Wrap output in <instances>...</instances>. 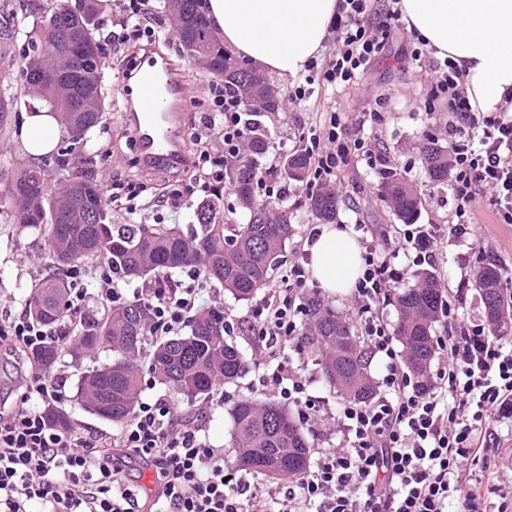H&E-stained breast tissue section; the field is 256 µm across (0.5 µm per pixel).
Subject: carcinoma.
Returning a JSON list of instances; mask_svg holds the SVG:
<instances>
[{
  "label": "carcinoma",
  "instance_id": "carcinoma-1",
  "mask_svg": "<svg viewBox=\"0 0 512 512\" xmlns=\"http://www.w3.org/2000/svg\"><path fill=\"white\" fill-rule=\"evenodd\" d=\"M183 24L173 25L181 52L189 39L196 51L205 52L207 63L200 68L224 81V92L241 102L249 119L248 154L229 165V181L246 222L225 221L215 199H203L194 210L196 223L183 229L180 224H114L112 209L104 200L95 170L77 183L71 173L83 171L72 153L61 150L53 166H34L11 173L7 196L18 206L0 202V219L45 237L55 273L38 279L25 298L31 318L53 327L61 319L70 293L69 273L75 267L105 262L112 275L122 281H148L161 274L200 264L206 279L217 282L235 301H248L268 284L282 265L286 246L296 234L293 211L279 213L258 200L254 187L261 171L259 159L268 152L271 139L261 117L281 108V94L270 102L274 85L258 66L228 51L211 31L201 0H181ZM102 0H51L37 17H32L26 0H17L8 14V25L0 27L6 40L26 31L28 52L22 59L24 85L21 94L54 108L62 136L74 144L87 143L88 134L101 125L105 108L73 112L60 98L44 94L31 85L34 69L48 48L65 49L67 32L75 25L85 28L87 39L97 40ZM104 61L86 54L82 65L71 73L57 75L56 83L78 87L91 77L98 99H106L103 84ZM422 165L433 184L448 185V148L429 133H422ZM308 171L306 154L286 157L284 172L302 180ZM66 173L63 185L50 188L54 173ZM380 193L392 214L403 224H414L422 206L418 189L402 175L387 172ZM306 207L318 221L336 219V195L317 192L307 198ZM472 285L483 305L488 331L496 336L512 335V298L503 288L502 273L496 265L474 269ZM443 291L438 276L423 270L411 288H398L392 299L397 314L395 336L402 346L406 368L418 389L431 387V369L436 355L435 326L443 310ZM149 311L135 300L114 305L98 317L91 313L80 323L71 347L72 357L106 348L108 361L86 367L79 377L75 401L97 418L121 425L135 414L141 400L142 382L137 362L149 351L153 378L173 390L190 406L201 404L217 382L233 384L243 375L247 361L238 347L226 340L224 306L198 312L186 334L152 340L148 336ZM304 345L315 356L327 382L341 399L368 403L377 393L367 349L352 323L320 292L305 301ZM63 348L49 343L38 348L34 358L47 372ZM235 448L231 465L244 474L269 475L268 468L283 469V479L296 481L311 465L306 434L290 410L274 401L257 402L243 398L227 410Z\"/></svg>",
  "mask_w": 512,
  "mask_h": 512
}]
</instances>
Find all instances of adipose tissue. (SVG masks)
Here are the masks:
<instances>
[{
	"mask_svg": "<svg viewBox=\"0 0 512 512\" xmlns=\"http://www.w3.org/2000/svg\"><path fill=\"white\" fill-rule=\"evenodd\" d=\"M338 0H206L211 26L237 54L280 76L296 77L323 46ZM409 27L438 55L463 71L472 106L499 111L512 93V0H401ZM61 135L58 117L38 105L22 113L20 143L34 160L51 154ZM310 272L331 294L362 274L360 250L348 232L323 227L310 246Z\"/></svg>",
	"mask_w": 512,
	"mask_h": 512,
	"instance_id": "ef3b65f1",
	"label": "adipose tissue"
}]
</instances>
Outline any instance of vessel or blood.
I'll list each match as a JSON object with an SVG mask.
<instances>
[{
  "instance_id": "b4317fda",
  "label": "vessel or blood",
  "mask_w": 512,
  "mask_h": 512,
  "mask_svg": "<svg viewBox=\"0 0 512 512\" xmlns=\"http://www.w3.org/2000/svg\"><path fill=\"white\" fill-rule=\"evenodd\" d=\"M126 80L129 97L127 128L143 163L149 167L178 164L183 153L180 132L190 99L189 86L165 57L150 50L132 64Z\"/></svg>"
}]
</instances>
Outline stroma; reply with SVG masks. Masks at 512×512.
Instances as JSON below:
<instances>
[{"label": "stroma", "instance_id": "obj_1", "mask_svg": "<svg viewBox=\"0 0 512 512\" xmlns=\"http://www.w3.org/2000/svg\"><path fill=\"white\" fill-rule=\"evenodd\" d=\"M410 53V45L400 40L390 41L358 83L338 93L337 98L354 112L362 111L376 98H383L385 122L380 132V147L391 158L395 171L418 188L423 200L420 223L444 224L452 209L448 191L434 186L425 178L419 147L420 134L425 130L432 132L440 143H447L446 117L440 112L431 115L424 112L421 105L425 93L424 72L411 59ZM104 62V85L109 103L104 126L94 129L88 147L76 148L73 156L81 159L87 152H94V168L99 177L137 187L141 210L133 215L119 209L113 210V223H161L156 203L165 194L166 184L174 181L175 176L169 170L158 175L143 172L138 150L134 142L129 141L125 129L126 103L118 62L110 54L106 55ZM180 65L186 82L196 86L195 97L186 109L182 132L183 143L188 146L192 143V133L199 125L200 116L211 105L207 89L210 75L191 60L181 59ZM314 119L313 106L284 105L279 115L267 123L273 147L261 158V167L281 166L283 158L296 150L292 139L294 131ZM344 182L345 188L338 197L337 223L350 226L359 222L375 231L393 224L390 209L379 193L380 180L365 163H358L348 170ZM476 219L483 226V242L475 245L464 236L450 241L434 268L442 283L460 290L464 312L474 322L480 319V299L471 284L473 269L464 265V258L490 257L503 276H512V224L494 223L484 210L478 212ZM49 263V252L35 233L14 224L0 223V295L25 298L31 285L38 280L40 269ZM60 362L68 370V400L64 408L75 426L96 431L112 430V423L87 413L73 399L78 379L88 365L87 360L79 361L66 353ZM248 392L259 400L273 396L272 391L259 389L258 373L253 367L248 368L238 385L225 387L223 395L210 396L204 404L207 437L211 444L223 448L224 456L228 459L233 458L234 450L226 410L233 401Z\"/></svg>", "mask_w": 512, "mask_h": 512}]
</instances>
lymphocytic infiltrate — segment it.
Listing matches in <instances>:
<instances>
[{
  "label": "lymphocytic infiltrate",
  "instance_id": "f902f5d3",
  "mask_svg": "<svg viewBox=\"0 0 512 512\" xmlns=\"http://www.w3.org/2000/svg\"><path fill=\"white\" fill-rule=\"evenodd\" d=\"M401 16L397 7L378 0H339L330 23L333 46L309 62L305 82L290 91L289 103L308 102L314 83L335 92L356 83L388 40L405 34ZM112 25L113 49L138 51L161 22L150 0H122ZM460 80L451 60L432 63L424 99L425 111H448L453 210L447 223L408 224L391 234L357 227L364 267L349 316L383 365L374 399L322 407L308 393L310 357L281 355L282 346L299 340L304 296L315 288L307 256L267 285L241 322L255 340L257 363L274 366L261 386L277 389L312 424L313 464L298 482L286 489L251 483L227 465L223 449L208 442L203 411L189 413L162 398L141 402L113 432L55 428L45 411L63 399L66 372L46 374L31 356L46 341L68 342L70 322L86 294L71 291L54 328L30 319L16 298L1 296L0 351L27 363L19 403L0 406V512H507L512 483L498 481L478 461L485 424L512 404V349L462 317L460 299L449 295L447 328L438 340L441 367L423 392L412 383L380 311L387 292L411 269L435 262L438 240H482L477 209L488 210L495 223L512 224V111H476ZM210 91L201 130L221 131L224 150H204L184 161L206 187L223 182L226 163L241 157L249 137L238 100L216 81ZM383 120L375 107L354 118L335 105L302 128L298 141L309 159L307 189L342 187L344 173L359 157L374 173L388 170L389 157L378 143ZM129 297L148 308L150 333L159 338L176 335L190 314L221 300L197 265L176 279L156 278ZM131 456L151 470L154 493L128 479Z\"/></svg>",
  "mask_w": 512,
  "mask_h": 512
}]
</instances>
